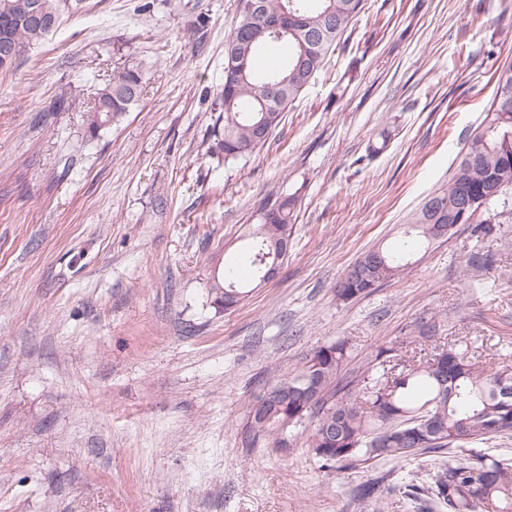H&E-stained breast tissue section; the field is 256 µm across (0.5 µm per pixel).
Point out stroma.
<instances>
[{
	"label": "stroma",
	"instance_id": "stroma-1",
	"mask_svg": "<svg viewBox=\"0 0 512 512\" xmlns=\"http://www.w3.org/2000/svg\"><path fill=\"white\" fill-rule=\"evenodd\" d=\"M238 21L239 0H84L0 78V512H371L354 487L400 464L323 469L304 427L284 452L246 442L270 368L342 339L346 378L436 314L439 336L512 357V219L335 292L447 182L512 62V0H366L268 142L224 167L201 145ZM132 65L139 104L86 140L85 102ZM273 191L299 198L288 257L216 312L213 272L248 271Z\"/></svg>",
	"mask_w": 512,
	"mask_h": 512
}]
</instances>
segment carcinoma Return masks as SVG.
I'll list each match as a JSON object with an SVG mask.
<instances>
[{
  "label": "carcinoma",
  "instance_id": "carcinoma-1",
  "mask_svg": "<svg viewBox=\"0 0 512 512\" xmlns=\"http://www.w3.org/2000/svg\"><path fill=\"white\" fill-rule=\"evenodd\" d=\"M265 14L283 9L301 14L295 33L279 40L285 61L261 70L256 58L274 39L250 20L248 0H239L240 19L224 42V83L213 111L216 120L203 141L205 154L219 164H233L264 146L254 126L273 132L284 113L322 68L342 35L364 9L365 0H260ZM70 0H0V74L12 71L26 44L48 35ZM142 69L127 67L97 89L88 112L86 138L94 140L138 104L143 93ZM494 93L487 116L467 137L448 182L424 199L408 221V240L395 248L364 252L336 287L338 300L367 296L409 266L411 249L431 245L438 237L429 222L434 201H450L466 188L484 199L480 214L512 216V64L492 73ZM297 198L271 195L261 223L251 233L247 255L255 281L275 260V244L292 235ZM217 311L239 306L248 295L232 268L214 275L208 290ZM438 320L414 325L405 345L436 337ZM393 349H381L364 371L346 383L338 379L346 344L333 342L312 350L293 369L277 371L247 405L245 439L271 441L279 448L290 428H310L309 451L323 469L341 471L362 461L404 462L425 453L458 448L437 466L410 471L401 482L384 486L365 481L354 489L360 501H381L398 493L438 512H512V459L494 457L472 444L512 435V364L480 360L469 346L450 340L431 356L416 352L391 364ZM317 383L321 401L306 406L296 389Z\"/></svg>",
  "mask_w": 512,
  "mask_h": 512
}]
</instances>
